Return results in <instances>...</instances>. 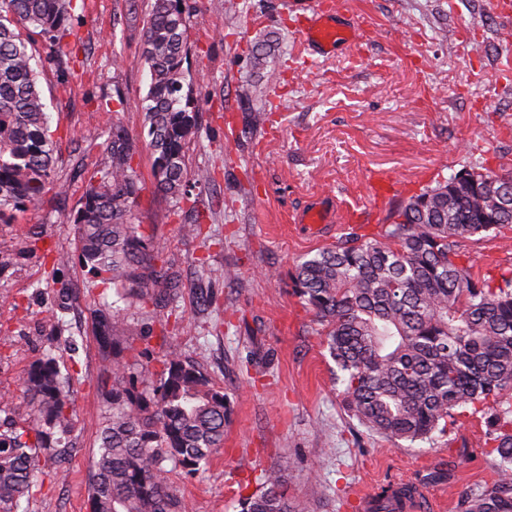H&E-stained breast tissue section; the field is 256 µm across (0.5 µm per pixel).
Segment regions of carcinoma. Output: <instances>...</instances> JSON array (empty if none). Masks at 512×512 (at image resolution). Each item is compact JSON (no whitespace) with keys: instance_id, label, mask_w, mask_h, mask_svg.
<instances>
[{"instance_id":"cac0c4a2","label":"carcinoma","mask_w":512,"mask_h":512,"mask_svg":"<svg viewBox=\"0 0 512 512\" xmlns=\"http://www.w3.org/2000/svg\"><path fill=\"white\" fill-rule=\"evenodd\" d=\"M73 0H0V221L13 211L38 221L56 185V141L38 87V69L55 66L59 84L76 77L61 57L36 55L24 31L52 46L72 34ZM189 46L183 0H152L141 60L150 74L141 100L157 189L175 202L191 199L186 152L198 130L199 100L183 92ZM119 110L112 126L85 136L103 140L107 162L94 170L70 219L78 260L110 285L116 301L144 298L165 276L132 221L140 191L137 147ZM512 230V170L469 168L436 181L394 210L374 234L348 236L303 258L291 274L294 293L322 326L350 415L394 440L422 441L443 432L457 410L483 408L512 388V268L474 271L458 240ZM70 257L51 261L46 285L68 296L59 278ZM52 347L29 369L26 426L0 431V512H19L52 434H68L73 410L59 359L72 336L50 310ZM145 389L125 380L112 360V412L100 433L90 483L91 512H187L170 473L205 470L224 444L223 388L177 355L160 360ZM494 419L492 452L512 464V432ZM465 512H512V469ZM241 512H310L289 499L281 475L267 470L261 489L239 500Z\"/></svg>"}]
</instances>
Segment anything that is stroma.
I'll use <instances>...</instances> for the list:
<instances>
[{
  "label": "stroma",
  "mask_w": 512,
  "mask_h": 512,
  "mask_svg": "<svg viewBox=\"0 0 512 512\" xmlns=\"http://www.w3.org/2000/svg\"><path fill=\"white\" fill-rule=\"evenodd\" d=\"M365 29L360 52L337 45L314 60L296 33V13L281 0H185L191 47L185 78L200 101L199 130L187 153L206 221L186 235L188 219L155 188L147 129L138 102L149 72L140 58L150 0H73L69 38L83 79L61 88L54 69L38 86L61 154L42 223L14 212L0 223V422L22 423L24 380L48 347V311L57 304L44 279L46 251L75 253L68 217L76 211L102 147L84 134L111 125L106 102L123 100L122 125L139 146L134 165L142 190L133 210L151 254L178 293L149 288L146 306L129 307L110 342L98 334L101 299L79 261L63 268L72 288L65 314L76 349L64 354L74 447L64 463L47 459L24 512H90L88 487L98 435L111 410L103 360L119 353L128 377L141 381L172 352L198 364L223 387L229 408L224 445L206 471L175 470L171 480L190 512H240L239 496L256 490L261 471L278 469L289 497L313 512H357L355 488L374 491L402 480L418 485L439 512H464L466 495L492 486L500 464L489 455L488 415L464 409L446 432L396 443L348 416L335 363L320 326L292 292L296 261L369 224L351 226L345 211H393L411 195L462 169L512 167V88L502 68L512 61V20L497 0H347ZM263 54L256 62L255 54ZM278 80L268 81L267 71ZM264 111L252 126L248 116ZM396 185L380 201L371 171ZM324 210L322 227L302 216ZM40 241H33V233ZM460 248L476 271L512 265V243L486 233ZM234 269L235 280L214 270ZM215 293L213 307L199 298Z\"/></svg>",
  "instance_id": "1"
}]
</instances>
